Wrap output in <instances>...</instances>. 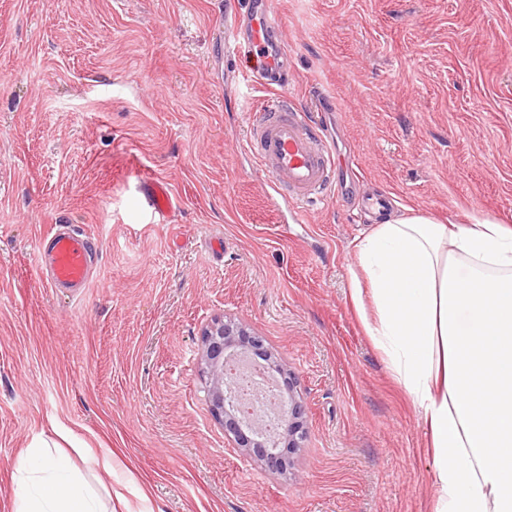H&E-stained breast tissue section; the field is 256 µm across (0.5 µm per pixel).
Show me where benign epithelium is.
Instances as JSON below:
<instances>
[{
	"mask_svg": "<svg viewBox=\"0 0 512 512\" xmlns=\"http://www.w3.org/2000/svg\"><path fill=\"white\" fill-rule=\"evenodd\" d=\"M237 355H267L263 338L243 323L226 320L222 316L212 318L201 332L200 364L213 416L224 427V434L233 439L240 453L263 460L274 468H281L282 454L269 448L256 425L243 422L234 412L231 403L234 381L224 376V360ZM286 386L288 403L282 419L287 426L281 441L285 447L292 449L299 447L305 427L302 405L296 400L293 381L286 380Z\"/></svg>",
	"mask_w": 512,
	"mask_h": 512,
	"instance_id": "7a95c632",
	"label": "benign epithelium"
}]
</instances>
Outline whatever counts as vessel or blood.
I'll list each match as a JSON object with an SVG mask.
<instances>
[{
    "label": "vessel or blood",
    "instance_id": "obj_1",
    "mask_svg": "<svg viewBox=\"0 0 512 512\" xmlns=\"http://www.w3.org/2000/svg\"><path fill=\"white\" fill-rule=\"evenodd\" d=\"M250 36L245 46L254 64L246 76L254 83L286 69V51H270L269 37L281 20L271 0H248ZM247 147L268 176L272 202L293 206L297 222H305L306 205L323 194L336 173L335 153L322 129L313 125L307 112L275 101L263 106L262 117L251 123ZM143 198L152 215L166 219L174 210L172 195L163 182L144 181ZM94 242L79 226L54 225L37 243V268L50 286L70 295L82 294L91 279Z\"/></svg>",
    "mask_w": 512,
    "mask_h": 512
}]
</instances>
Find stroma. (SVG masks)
<instances>
[{
  "mask_svg": "<svg viewBox=\"0 0 512 512\" xmlns=\"http://www.w3.org/2000/svg\"><path fill=\"white\" fill-rule=\"evenodd\" d=\"M288 87L243 77L233 0H0V512L59 444L112 512H431L420 410L351 299L355 243L392 216L512 225V0H275ZM333 98L340 182L308 221L267 199L250 110ZM168 183L161 223L139 181ZM80 225L88 288H48L36 240ZM296 379L282 470L246 460L199 372L212 317ZM286 386L288 389V403L287 410L284 407L282 414V421H286L287 426L282 433L280 444L285 443L288 450L292 448H299L300 439L305 435L306 428L303 421V410L300 401L296 400L294 394L293 381L288 375Z\"/></svg>",
  "mask_w": 512,
  "mask_h": 512,
  "instance_id": "35a3bbf8",
  "label": "stroma"
}]
</instances>
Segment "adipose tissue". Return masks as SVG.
I'll return each mask as SVG.
<instances>
[{
  "label": "adipose tissue",
  "mask_w": 512,
  "mask_h": 512,
  "mask_svg": "<svg viewBox=\"0 0 512 512\" xmlns=\"http://www.w3.org/2000/svg\"><path fill=\"white\" fill-rule=\"evenodd\" d=\"M366 330L420 409L435 465L432 512H512V226L389 218L359 243ZM17 512H109L61 448L36 449Z\"/></svg>",
  "instance_id": "1"
}]
</instances>
